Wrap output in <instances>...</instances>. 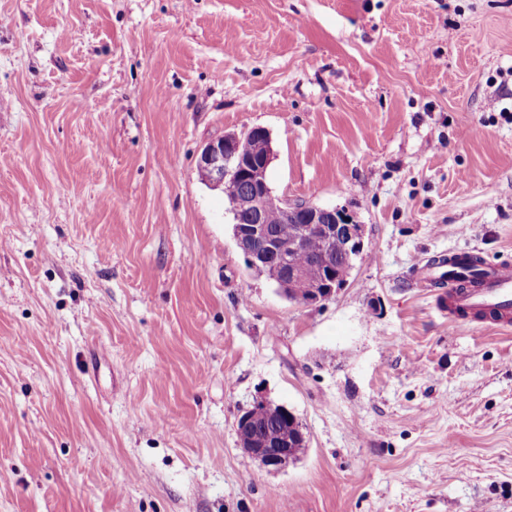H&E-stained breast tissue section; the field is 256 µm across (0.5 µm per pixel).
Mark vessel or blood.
Listing matches in <instances>:
<instances>
[{"label":"vessel or blood","mask_w":512,"mask_h":512,"mask_svg":"<svg viewBox=\"0 0 512 512\" xmlns=\"http://www.w3.org/2000/svg\"><path fill=\"white\" fill-rule=\"evenodd\" d=\"M462 268L455 261L444 263L442 270L427 269L420 280L441 291V299L450 314L449 327L455 328L465 317L485 315L494 326H512V265L482 268L476 283L462 284Z\"/></svg>","instance_id":"obj_1"}]
</instances>
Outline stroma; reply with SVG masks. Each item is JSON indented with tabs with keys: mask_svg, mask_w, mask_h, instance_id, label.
<instances>
[{
	"mask_svg": "<svg viewBox=\"0 0 512 512\" xmlns=\"http://www.w3.org/2000/svg\"><path fill=\"white\" fill-rule=\"evenodd\" d=\"M255 126L365 226L330 301L200 179ZM453 254L512 264V0H0V512H512V328L449 331ZM271 405L264 402H257L254 408L242 413L237 420V423L247 425L251 422V413L253 411L259 412L268 411V415L277 416L280 419L286 420L288 423L282 421H273L268 419L264 412H260L254 419V429L250 426L239 425L237 433L243 445H247L255 435L260 434L269 439L270 441H286L288 437H292L294 429L291 424L295 426L294 440L296 442L293 448H269V443L264 439H254V441L245 450L259 462V464L271 471H281L293 463L297 457V450L295 448H305L307 445V436L303 431L302 426L297 425V417L294 413L284 406H275V412L269 410ZM263 407V409H261Z\"/></svg>",
	"mask_w": 512,
	"mask_h": 512,
	"instance_id": "35a3bbf8",
	"label": "stroma"
}]
</instances>
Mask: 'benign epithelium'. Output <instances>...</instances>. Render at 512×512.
<instances>
[{
  "instance_id": "obj_1",
  "label": "benign epithelium",
  "mask_w": 512,
  "mask_h": 512,
  "mask_svg": "<svg viewBox=\"0 0 512 512\" xmlns=\"http://www.w3.org/2000/svg\"><path fill=\"white\" fill-rule=\"evenodd\" d=\"M254 137L271 140L263 127L245 132H228L223 137L207 143L198 158V171L203 181L232 192L230 212L233 215V238L248 266L259 270L272 280L278 290L292 302L312 305L336 297L346 283L336 278L333 264L336 258V240L343 241L346 258L355 263L364 249V225L356 221L345 207H326L306 201L281 199L283 223L294 225L290 235L270 232L265 224V210L270 196L267 171L273 151L260 158L250 155V141ZM248 187L238 192V184ZM309 242L321 246L317 260L327 269L328 276L318 284H311L303 268L292 258ZM269 412L295 425V447L271 448L264 439L254 440L246 451L271 471H281L293 463L297 449L307 446V436L297 417L284 406L269 410V404L258 402L253 410L238 417V423L251 422V412Z\"/></svg>"
}]
</instances>
